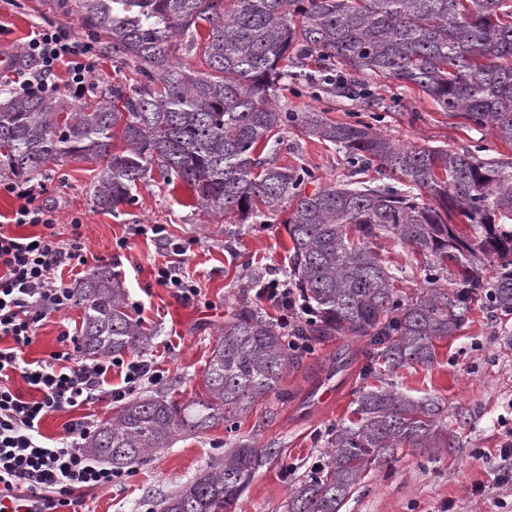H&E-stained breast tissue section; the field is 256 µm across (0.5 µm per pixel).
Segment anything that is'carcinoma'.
I'll list each match as a JSON object with an SVG mask.
<instances>
[{
    "label": "carcinoma",
    "instance_id": "1",
    "mask_svg": "<svg viewBox=\"0 0 512 512\" xmlns=\"http://www.w3.org/2000/svg\"><path fill=\"white\" fill-rule=\"evenodd\" d=\"M78 23L106 39L113 61L133 63L142 82L115 83L106 100L68 112L54 97L0 89V175L45 178L48 164L70 158L100 165L92 202L104 210L129 203L156 170L216 214L259 218L291 207L288 277L296 305L309 312L292 334L310 346L364 337L370 370L431 363L435 340L458 331L478 302L492 318L512 314V157L399 145L367 122H327L275 102L281 82L302 76L316 55L341 66L338 74L321 67L328 94L354 92L365 72L387 75L512 145V0H235L230 11L222 0H78ZM200 26L206 72L176 57ZM288 58L297 71L281 69ZM290 125L379 166L392 183L303 193L305 172L277 165L269 148ZM385 237L423 256L426 285L413 296L395 291L406 268L383 265L372 247ZM75 290L87 356L148 349L157 330L129 315L111 268L91 270ZM301 359L280 323L244 303L219 333L204 396L134 398L83 448L115 469L144 463L182 433L232 425L260 400L282 396ZM442 412L438 398L404 396L391 381L361 390L358 419L336 425L327 465L296 484L287 512H339L374 461L430 447ZM279 454L240 440L148 512H228Z\"/></svg>",
    "mask_w": 512,
    "mask_h": 512
}]
</instances>
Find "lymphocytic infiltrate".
<instances>
[{
  "instance_id": "obj_1",
  "label": "lymphocytic infiltrate",
  "mask_w": 512,
  "mask_h": 512,
  "mask_svg": "<svg viewBox=\"0 0 512 512\" xmlns=\"http://www.w3.org/2000/svg\"><path fill=\"white\" fill-rule=\"evenodd\" d=\"M25 56L34 69L22 92H56L54 78L62 65L68 71V94L80 98L88 91L98 53L92 41L75 31L51 26L31 32ZM5 189L20 204L9 224L0 225V340L10 342L0 347V496L18 508L32 500L39 512H68L77 493L125 485L132 472L112 469L84 449V440L96 429L94 419L70 421L51 443L41 431L44 420L100 401L123 403L144 384L159 381L162 373L144 353L129 359H82L79 338L66 330L57 338L58 350L44 359L26 360L24 351L34 344L43 322L75 305L76 296L62 274L85 264L86 245L80 224H72L69 238L60 239L51 210L36 204L32 191L12 183ZM26 225L32 233H23ZM136 232L153 234L173 255L157 267V283L184 301L195 300L200 290L175 264L181 249L167 242L163 225L140 224ZM115 368L121 381L112 385L108 375ZM16 374L28 384L29 394L11 387Z\"/></svg>"
}]
</instances>
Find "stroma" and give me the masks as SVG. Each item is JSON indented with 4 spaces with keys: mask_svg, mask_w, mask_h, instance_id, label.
I'll return each mask as SVG.
<instances>
[{
    "mask_svg": "<svg viewBox=\"0 0 512 512\" xmlns=\"http://www.w3.org/2000/svg\"><path fill=\"white\" fill-rule=\"evenodd\" d=\"M77 0H0V51L14 55L12 69H0V83L18 87L30 66L24 47L38 26H78ZM306 79L279 90L277 102L286 112L322 113L332 122L361 120L402 145L446 146L467 149L482 158L511 155L512 146L491 130H471L448 117L417 87L373 76L363 77L377 97L376 105L361 98L323 93L308 65ZM141 80L134 65L116 67L109 53H100L82 102L102 101L114 83L133 87ZM278 165L306 169L310 179L303 189L312 192L327 185L352 181L354 168L344 149L288 127L278 146ZM98 173L95 163L70 159L55 166L49 178L30 181L37 203L51 207L55 230L68 238L72 221H79L87 244L85 265L65 274L75 284L88 269L105 265L119 273L128 293L129 311L144 326L158 328L149 348L163 378L143 386L146 394L164 393L187 401L202 396L204 372L220 330L241 302L277 316L276 306L256 292L272 278L288 272L290 239L282 216L238 222L198 206L182 183L164 184L160 175L138 184L128 204L116 211L100 209L91 201L90 188ZM138 224H161L169 239L184 252L187 273L200 296L186 303L172 290L157 284L155 267L168 256L153 238L135 234ZM377 251L387 265L406 267L400 291L411 294L424 282L422 260L410 247L394 239L378 240ZM82 306L48 317L27 359L45 358L56 350L62 326L80 332ZM348 348L352 361L332 372L338 348ZM365 342L351 336L322 341L306 354L302 364L286 376L287 399L274 397L256 404L236 429L216 426L201 434H182L171 447L151 454L137 466L125 486L84 494L86 512H145L146 499H163L192 479L236 440L257 446L282 448L280 457L255 474L234 512H286L288 495L314 463L325 462L328 431L353 420L360 389L376 386L368 374ZM397 391L407 396H434L444 407L441 430L448 435L443 448H407L393 463L376 461L340 512H512V481L500 475L512 471V455L504 450L505 432L512 428V314L489 318L475 309L453 335L437 340L431 364H414L392 376ZM336 399L320 402L326 388ZM483 495L472 493L475 484Z\"/></svg>",
    "mask_w": 512,
    "mask_h": 512,
    "instance_id": "35a3bbf8",
    "label": "stroma"
}]
</instances>
